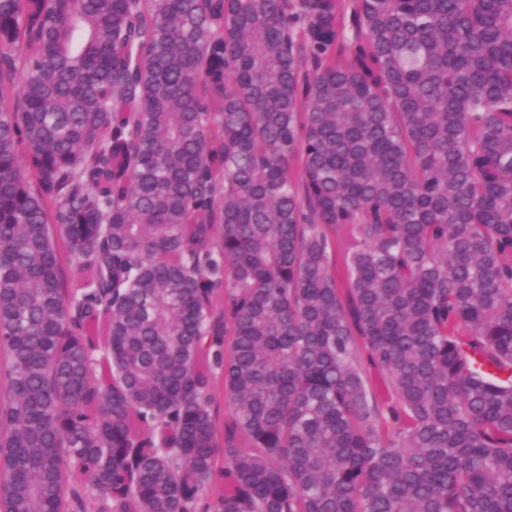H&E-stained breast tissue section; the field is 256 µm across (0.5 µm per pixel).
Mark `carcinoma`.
Returning <instances> with one entry per match:
<instances>
[{
    "mask_svg": "<svg viewBox=\"0 0 512 512\" xmlns=\"http://www.w3.org/2000/svg\"><path fill=\"white\" fill-rule=\"evenodd\" d=\"M0 512H512V0H0Z\"/></svg>",
    "mask_w": 512,
    "mask_h": 512,
    "instance_id": "obj_1",
    "label": "carcinoma"
}]
</instances>
